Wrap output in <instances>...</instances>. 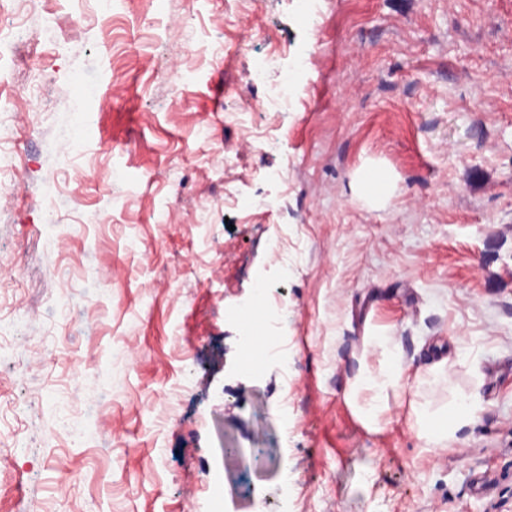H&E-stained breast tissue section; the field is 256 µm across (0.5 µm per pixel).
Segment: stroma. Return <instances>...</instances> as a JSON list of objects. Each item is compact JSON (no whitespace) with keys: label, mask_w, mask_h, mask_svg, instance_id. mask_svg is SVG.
<instances>
[{"label":"stroma","mask_w":512,"mask_h":512,"mask_svg":"<svg viewBox=\"0 0 512 512\" xmlns=\"http://www.w3.org/2000/svg\"><path fill=\"white\" fill-rule=\"evenodd\" d=\"M37 14L54 41L0 48V166L25 176L0 196L21 271L0 288V512H512V0ZM272 51L308 59L277 114L283 73L248 77ZM370 163L395 177L377 205L353 189ZM260 290L290 310L256 372ZM379 334L402 373L371 430L355 384ZM462 395L480 407L455 441L420 438V406Z\"/></svg>","instance_id":"obj_1"}]
</instances>
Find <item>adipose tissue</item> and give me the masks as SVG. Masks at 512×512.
Masks as SVG:
<instances>
[{
	"label": "adipose tissue",
	"mask_w": 512,
	"mask_h": 512,
	"mask_svg": "<svg viewBox=\"0 0 512 512\" xmlns=\"http://www.w3.org/2000/svg\"><path fill=\"white\" fill-rule=\"evenodd\" d=\"M370 345L382 349L386 363L377 373H364L358 378L359 388L367 391L368 396L359 408L362 419L369 427H377L380 417L387 407V395L394 387L401 371L400 346L389 336L369 337ZM475 396L457 398L448 408L447 414L436 415L428 411L420 413V432L428 442L440 444L453 438L456 431L469 425L475 413Z\"/></svg>",
	"instance_id": "1"
}]
</instances>
